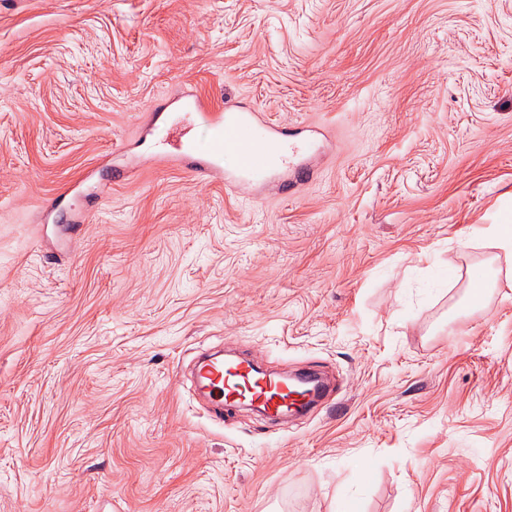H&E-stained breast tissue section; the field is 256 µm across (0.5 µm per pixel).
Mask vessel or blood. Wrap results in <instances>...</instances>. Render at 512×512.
<instances>
[{
    "label": "vessel or blood",
    "instance_id": "obj_1",
    "mask_svg": "<svg viewBox=\"0 0 512 512\" xmlns=\"http://www.w3.org/2000/svg\"><path fill=\"white\" fill-rule=\"evenodd\" d=\"M183 106L201 119L187 157L204 178H218L228 185L266 183L301 149L287 129L266 126L254 113L233 108L212 111L196 96L184 100ZM195 377L214 408L258 405L272 417L309 411L332 396L312 369L292 380L255 371L246 361L227 364L212 357L198 360Z\"/></svg>",
    "mask_w": 512,
    "mask_h": 512
}]
</instances>
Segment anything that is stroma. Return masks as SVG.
Here are the masks:
<instances>
[{
	"instance_id": "stroma-1",
	"label": "stroma",
	"mask_w": 512,
	"mask_h": 512,
	"mask_svg": "<svg viewBox=\"0 0 512 512\" xmlns=\"http://www.w3.org/2000/svg\"><path fill=\"white\" fill-rule=\"evenodd\" d=\"M189 92L312 179L156 159ZM510 218L512 0H0V512H512ZM214 346L338 394L215 416Z\"/></svg>"
}]
</instances>
